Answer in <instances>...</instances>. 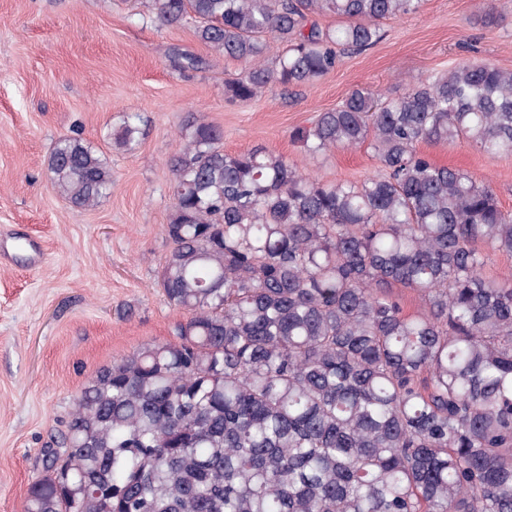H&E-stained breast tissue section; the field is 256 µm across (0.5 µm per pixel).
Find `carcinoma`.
<instances>
[{"mask_svg":"<svg viewBox=\"0 0 512 512\" xmlns=\"http://www.w3.org/2000/svg\"><path fill=\"white\" fill-rule=\"evenodd\" d=\"M141 3L239 63L224 92L248 102L321 80L422 0ZM327 15L336 27L314 20ZM503 19L488 0L483 26ZM140 134L128 113L113 143L133 151ZM223 138L194 118L168 160L158 283L185 317L82 387L25 512H512V279L484 274V249L512 256V213L419 149L512 156V70L463 61L395 97L357 86L293 130L312 157L371 149L378 171L359 182ZM49 169L72 208L112 193L78 137Z\"/></svg>","mask_w":512,"mask_h":512,"instance_id":"obj_1","label":"carcinoma"}]
</instances>
